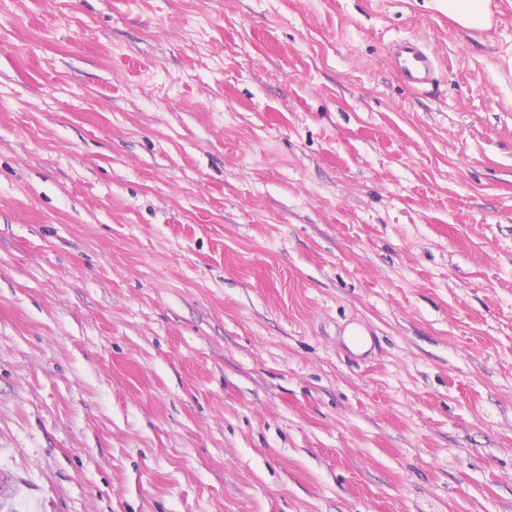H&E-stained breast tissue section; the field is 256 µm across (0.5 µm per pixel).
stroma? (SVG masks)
<instances>
[{"mask_svg": "<svg viewBox=\"0 0 512 512\" xmlns=\"http://www.w3.org/2000/svg\"><path fill=\"white\" fill-rule=\"evenodd\" d=\"M492 2L482 30L442 0H0L21 512H512ZM408 37L429 93L388 60ZM388 59L400 79L415 89L435 81L436 60L417 39L409 38L392 43Z\"/></svg>", "mask_w": 512, "mask_h": 512, "instance_id": "stroma-1", "label": "stroma"}]
</instances>
